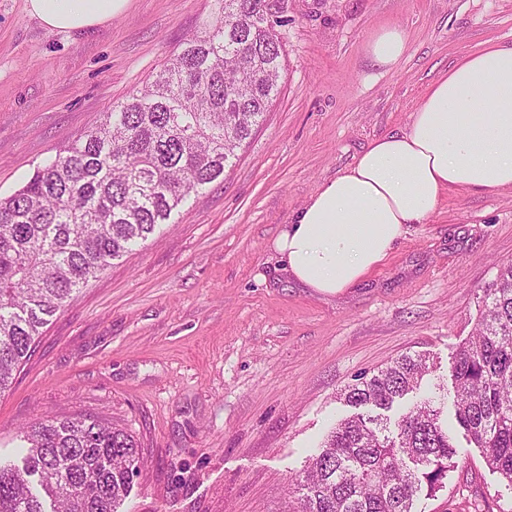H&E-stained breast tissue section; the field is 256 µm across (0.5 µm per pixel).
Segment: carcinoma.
<instances>
[{
	"mask_svg": "<svg viewBox=\"0 0 512 512\" xmlns=\"http://www.w3.org/2000/svg\"><path fill=\"white\" fill-rule=\"evenodd\" d=\"M288 0H214L213 21L149 84L0 198V393L48 318L224 175L279 94ZM427 360L405 354L345 390L357 413L289 476L298 512H413L456 464ZM454 420L512 486V262L483 290L474 333L449 368ZM402 407L396 419L387 412ZM22 464H0V512H118L142 463L125 429L94 417L40 419Z\"/></svg>",
	"mask_w": 512,
	"mask_h": 512,
	"instance_id": "carcinoma-1",
	"label": "carcinoma"
}]
</instances>
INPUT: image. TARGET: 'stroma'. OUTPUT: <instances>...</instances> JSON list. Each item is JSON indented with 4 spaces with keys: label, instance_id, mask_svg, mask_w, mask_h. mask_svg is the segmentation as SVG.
Listing matches in <instances>:
<instances>
[{
    "label": "stroma",
    "instance_id": "obj_1",
    "mask_svg": "<svg viewBox=\"0 0 512 512\" xmlns=\"http://www.w3.org/2000/svg\"><path fill=\"white\" fill-rule=\"evenodd\" d=\"M212 0H130L84 32L47 30L0 0V196L99 125L204 31ZM280 93L224 176L113 261L45 327L0 395V462L37 418L97 415L139 441L122 512H295L288 478L350 415L343 393L404 354L453 414L448 377L478 301L512 262V189L448 190L354 287L284 278L272 242L375 137L397 132L429 86L480 43L512 44V0H289ZM400 27L399 62L368 46ZM457 466L415 512H499L512 488L453 430Z\"/></svg>",
    "mask_w": 512,
    "mask_h": 512
}]
</instances>
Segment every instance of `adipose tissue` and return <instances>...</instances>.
<instances>
[{
	"label": "adipose tissue",
	"instance_id": "ef3b65f1",
	"mask_svg": "<svg viewBox=\"0 0 512 512\" xmlns=\"http://www.w3.org/2000/svg\"><path fill=\"white\" fill-rule=\"evenodd\" d=\"M129 0H27L51 30L101 26ZM512 188V45L487 42L429 87L402 131L374 138L273 241L283 273L321 294L352 287L426 222L448 188Z\"/></svg>",
	"mask_w": 512,
	"mask_h": 512
}]
</instances>
